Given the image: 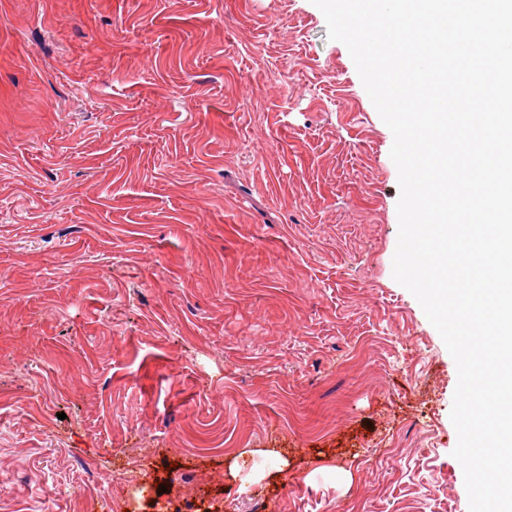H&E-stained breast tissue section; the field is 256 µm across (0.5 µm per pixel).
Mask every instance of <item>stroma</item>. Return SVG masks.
I'll return each mask as SVG.
<instances>
[{
	"label": "stroma",
	"instance_id": "stroma-1",
	"mask_svg": "<svg viewBox=\"0 0 512 512\" xmlns=\"http://www.w3.org/2000/svg\"><path fill=\"white\" fill-rule=\"evenodd\" d=\"M392 145L311 0H0V512H469Z\"/></svg>",
	"mask_w": 512,
	"mask_h": 512
}]
</instances>
